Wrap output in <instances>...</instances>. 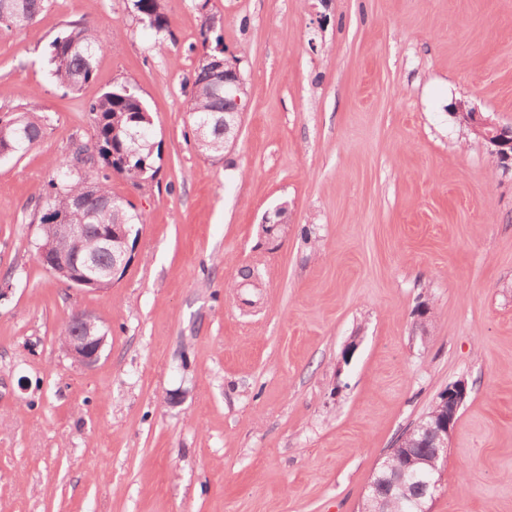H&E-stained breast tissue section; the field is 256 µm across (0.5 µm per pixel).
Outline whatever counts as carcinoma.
<instances>
[{"instance_id":"carcinoma-1","label":"carcinoma","mask_w":512,"mask_h":512,"mask_svg":"<svg viewBox=\"0 0 512 512\" xmlns=\"http://www.w3.org/2000/svg\"><path fill=\"white\" fill-rule=\"evenodd\" d=\"M166 0H131L132 10L147 27L157 32L170 31ZM50 7V0H0V29L23 30L37 22ZM112 39V32L85 22H71L49 45L47 63L57 85L78 91L93 79L98 53ZM189 118L194 148L202 155L224 157V123L213 114L224 112V78L199 60L190 77ZM93 116V136L78 145L72 155L55 160L56 170L45 190V203L37 216L41 239L52 237L53 223L64 217L69 224H137L132 205L112 193L109 182L118 175L132 186L140 187L154 178L153 142L136 135L144 125L147 107L139 90L128 83L114 86L86 105ZM42 116L23 112L0 120V156L22 155L44 137ZM67 255L84 257L95 254L102 282L104 269L112 266V254L97 251V243L78 234L66 245ZM425 453L397 451L389 459L392 470L416 473L421 467L416 458Z\"/></svg>"}]
</instances>
